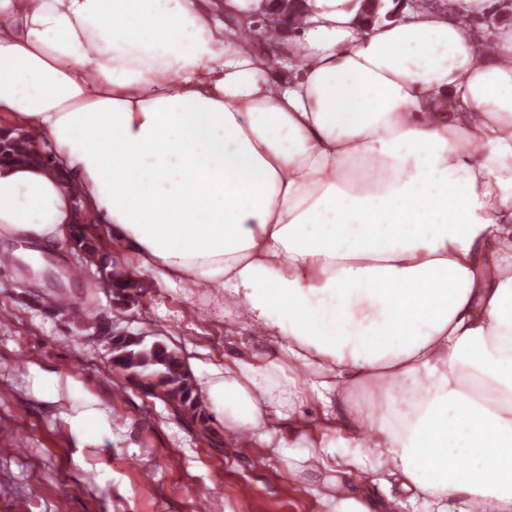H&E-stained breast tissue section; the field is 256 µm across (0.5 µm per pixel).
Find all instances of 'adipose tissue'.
I'll return each mask as SVG.
<instances>
[{
  "mask_svg": "<svg viewBox=\"0 0 512 512\" xmlns=\"http://www.w3.org/2000/svg\"><path fill=\"white\" fill-rule=\"evenodd\" d=\"M499 3L363 30L306 0L270 56L241 37L266 0H0V117L52 146L0 164V239L61 249L83 213L223 297L277 351L199 384L290 471L512 512V27H463Z\"/></svg>",
  "mask_w": 512,
  "mask_h": 512,
  "instance_id": "adipose-tissue-1",
  "label": "adipose tissue"
}]
</instances>
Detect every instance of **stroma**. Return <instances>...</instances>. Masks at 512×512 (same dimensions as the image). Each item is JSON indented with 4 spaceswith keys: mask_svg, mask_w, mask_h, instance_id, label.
Returning <instances> with one entry per match:
<instances>
[{
    "mask_svg": "<svg viewBox=\"0 0 512 512\" xmlns=\"http://www.w3.org/2000/svg\"><path fill=\"white\" fill-rule=\"evenodd\" d=\"M9 251L0 269V512H330L331 487L311 470L292 475L280 448L243 454L216 417L191 419L175 405L143 395L114 371L105 337L142 336L181 351L192 374L235 354L268 352L272 342L225 314L224 301L204 291L138 278V293L115 308L100 268L76 249L44 252L59 273L46 279ZM63 291L90 318L44 308L42 295ZM54 375L62 398L43 401L35 387ZM94 402L96 433L70 423Z\"/></svg>",
    "mask_w": 512,
    "mask_h": 512,
    "instance_id": "35a3bbf8",
    "label": "stroma"
}]
</instances>
